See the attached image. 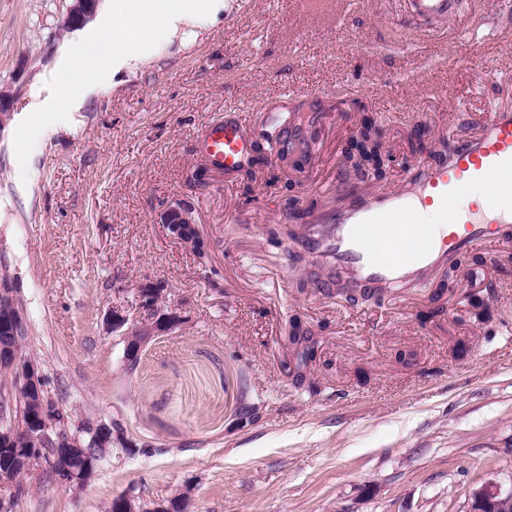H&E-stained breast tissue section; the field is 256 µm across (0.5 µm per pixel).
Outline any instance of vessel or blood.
<instances>
[{
	"mask_svg": "<svg viewBox=\"0 0 512 512\" xmlns=\"http://www.w3.org/2000/svg\"><path fill=\"white\" fill-rule=\"evenodd\" d=\"M418 25L456 17L459 0H403ZM476 135L458 141L443 163L413 164L409 189L386 192L357 207L314 214L300 241L313 265L325 271L327 286L350 288L414 287L449 259L476 244H511L512 231L496 227L498 216H512V109L489 106L479 115ZM209 162L232 173L245 166L251 138L241 120L210 125L200 138ZM496 186L493 218H473L463 202L482 183ZM433 207L444 226L439 244L426 241L417 222V205Z\"/></svg>",
	"mask_w": 512,
	"mask_h": 512,
	"instance_id": "vessel-or-blood-1",
	"label": "vessel or blood"
}]
</instances>
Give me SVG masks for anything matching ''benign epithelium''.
I'll use <instances>...</instances> for the list:
<instances>
[{
    "mask_svg": "<svg viewBox=\"0 0 512 512\" xmlns=\"http://www.w3.org/2000/svg\"><path fill=\"white\" fill-rule=\"evenodd\" d=\"M99 0H72L63 27L78 28L95 14ZM161 223L173 228L189 224L198 229L195 210L180 200L172 201L161 214ZM166 294L162 288L139 289V305L143 314L129 318L112 313V332L126 341V359L137 360L141 347L155 336L181 324L180 317L165 309ZM28 329L25 314L12 278L0 275V367L10 373L15 394L28 395L30 409L25 422L0 428V445L22 447L23 451L47 457L54 466L55 478L82 488L94 477L91 458L85 472L79 474L67 466V448H95L102 454L112 444L130 447L128 437L118 424H107L89 417H77L71 411L49 399L44 390V375L39 362L26 353ZM117 512H144L137 498L130 494L113 500ZM474 512H512V490L503 492L487 486L474 496Z\"/></svg>",
    "mask_w": 512,
    "mask_h": 512,
    "instance_id": "7a95c632",
    "label": "benign epithelium"
}]
</instances>
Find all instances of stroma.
<instances>
[{"label":"stroma","instance_id":"obj_1","mask_svg":"<svg viewBox=\"0 0 512 512\" xmlns=\"http://www.w3.org/2000/svg\"><path fill=\"white\" fill-rule=\"evenodd\" d=\"M400 3L198 0L177 32L138 16L130 67L101 40L110 0L70 30L71 0H0V269L48 396L136 445L112 446L81 489L23 476L14 512H110L125 493L153 508L180 491L192 512H471L483 485L512 487V247H475L433 317L432 279L381 301L299 291L311 263L270 234L294 223L289 199L333 211L400 188L491 103L512 105V13L462 0L421 32ZM62 76L77 98L58 99ZM229 114L259 146L309 139L304 168L272 151L252 174L211 166L197 135ZM367 117L392 158L381 181L344 164ZM174 199L195 208L208 259L161 224ZM488 255L500 266L478 264ZM145 287L181 323L132 365L106 318L136 313Z\"/></svg>","mask_w":512,"mask_h":512}]
</instances>
